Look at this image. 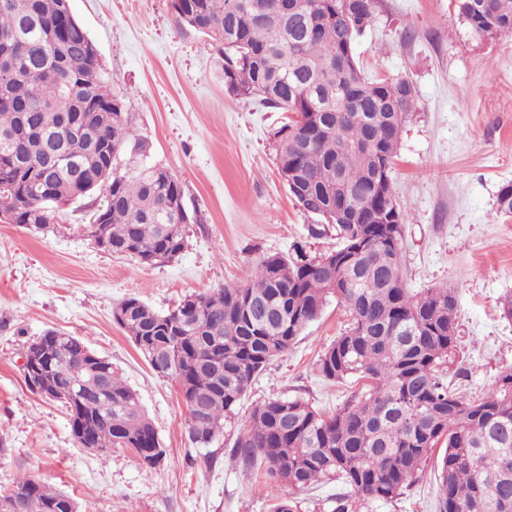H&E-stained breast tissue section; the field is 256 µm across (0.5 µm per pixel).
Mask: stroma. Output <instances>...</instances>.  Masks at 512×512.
Listing matches in <instances>:
<instances>
[{
  "mask_svg": "<svg viewBox=\"0 0 512 512\" xmlns=\"http://www.w3.org/2000/svg\"><path fill=\"white\" fill-rule=\"evenodd\" d=\"M376 21L355 52L367 76L404 78L415 89L392 185L406 216L402 257L409 288L448 286L458 299L456 366L483 391L512 365V218L497 211L512 183V38L475 36L458 0H376ZM97 47L105 77L154 163L183 183L196 220L176 259L145 266L103 251L83 233L102 193L67 206L56 231L0 222V487L23 473L73 498L80 512H271L263 464L235 465L229 451L251 408L275 398L339 407L353 382L317 369L325 347L350 323L330 301L253 382L220 440L195 447L174 381L158 376L112 320L118 300L136 296L154 310L185 295L246 282L261 258L301 243L310 254L336 246L333 225L319 234L297 206L277 164L273 131L282 113L231 95L222 57L178 24L171 0H70ZM82 337L136 390L166 450L157 467L115 448H80L63 406L33 392L20 354L45 330ZM440 454L416 482L367 512H438Z\"/></svg>",
  "mask_w": 512,
  "mask_h": 512,
  "instance_id": "35a3bbf8",
  "label": "stroma"
}]
</instances>
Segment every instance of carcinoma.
<instances>
[{
  "label": "carcinoma",
  "mask_w": 512,
  "mask_h": 512,
  "mask_svg": "<svg viewBox=\"0 0 512 512\" xmlns=\"http://www.w3.org/2000/svg\"><path fill=\"white\" fill-rule=\"evenodd\" d=\"M180 23L224 56V84L292 117L274 133L279 173L297 206L336 225V249L303 247L262 257L243 284L193 293L166 313L137 297L112 320L189 406L187 434L208 448L224 434L253 380L290 350L330 298L351 315L317 368L336 383L364 381L332 412L301 399L255 406L233 450L261 460L278 491L331 477L332 512H363L416 481L430 453L439 512H512V366L485 393L448 379L458 347L450 287L407 288L405 215L392 168L415 91L405 78H368L354 53L376 20L375 0H172ZM473 34L512 35V0H458ZM61 0H0V212L52 231L59 203L104 195L103 249L139 263L187 246L167 203L181 181L150 161L122 102L89 52L83 27L59 28ZM78 336L54 330L21 357L41 365V395L65 405L75 441L108 453L165 455L139 394ZM74 386L62 398L58 389ZM16 512H78L76 501L34 475L0 490Z\"/></svg>",
  "instance_id": "cac0c4a2"
}]
</instances>
